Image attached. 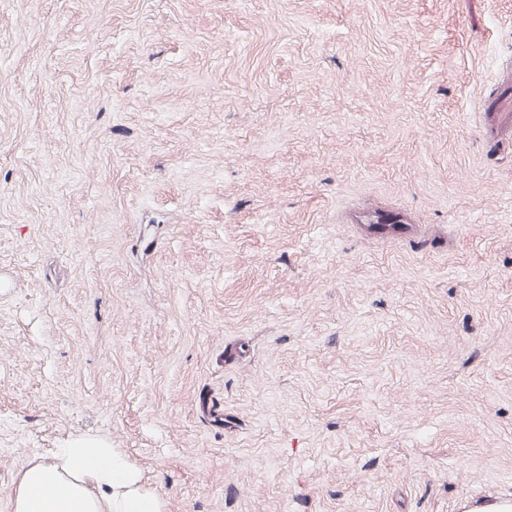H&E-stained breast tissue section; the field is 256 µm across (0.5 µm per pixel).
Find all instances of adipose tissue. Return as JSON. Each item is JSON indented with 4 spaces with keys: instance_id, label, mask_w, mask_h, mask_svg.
Instances as JSON below:
<instances>
[{
    "instance_id": "obj_1",
    "label": "adipose tissue",
    "mask_w": 512,
    "mask_h": 512,
    "mask_svg": "<svg viewBox=\"0 0 512 512\" xmlns=\"http://www.w3.org/2000/svg\"><path fill=\"white\" fill-rule=\"evenodd\" d=\"M13 512H162L124 455L77 439L36 461L15 479Z\"/></svg>"
}]
</instances>
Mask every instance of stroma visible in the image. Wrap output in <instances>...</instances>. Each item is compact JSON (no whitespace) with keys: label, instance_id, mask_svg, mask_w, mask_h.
I'll use <instances>...</instances> for the list:
<instances>
[{"label":"stroma","instance_id":"stroma-1","mask_svg":"<svg viewBox=\"0 0 512 512\" xmlns=\"http://www.w3.org/2000/svg\"><path fill=\"white\" fill-rule=\"evenodd\" d=\"M512 0H0V512L78 438L163 512L512 503Z\"/></svg>","mask_w":512,"mask_h":512}]
</instances>
